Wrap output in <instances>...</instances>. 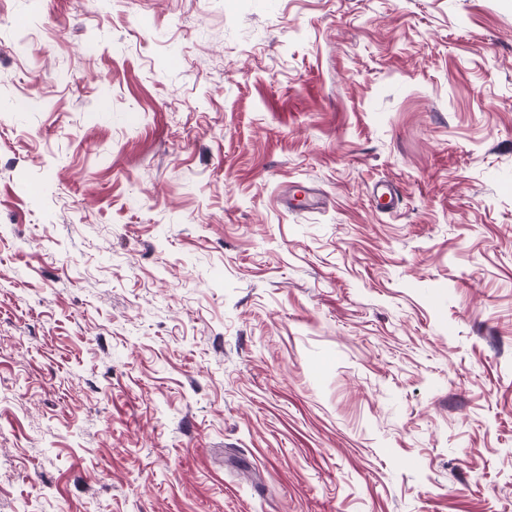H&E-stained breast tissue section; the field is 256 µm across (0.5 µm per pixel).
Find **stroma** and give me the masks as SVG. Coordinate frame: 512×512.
<instances>
[{
	"instance_id": "stroma-1",
	"label": "stroma",
	"mask_w": 512,
	"mask_h": 512,
	"mask_svg": "<svg viewBox=\"0 0 512 512\" xmlns=\"http://www.w3.org/2000/svg\"><path fill=\"white\" fill-rule=\"evenodd\" d=\"M0 512H512V0H0Z\"/></svg>"
}]
</instances>
